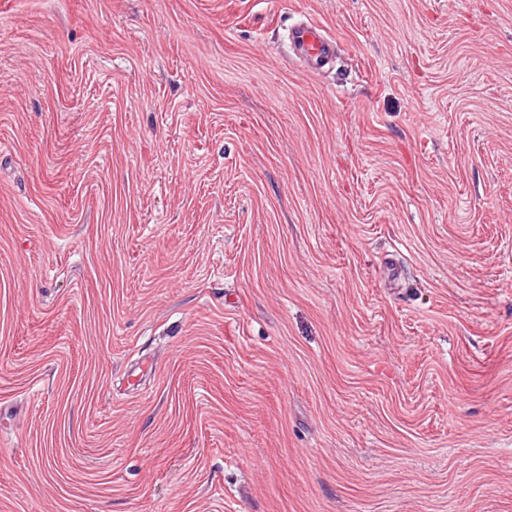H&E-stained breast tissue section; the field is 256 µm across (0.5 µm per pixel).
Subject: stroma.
<instances>
[{
	"label": "stroma",
	"instance_id": "stroma-1",
	"mask_svg": "<svg viewBox=\"0 0 512 512\" xmlns=\"http://www.w3.org/2000/svg\"><path fill=\"white\" fill-rule=\"evenodd\" d=\"M0 512H512V0H0ZM289 47L293 56L311 71L327 64L336 52V40L322 27L301 21L288 29Z\"/></svg>",
	"mask_w": 512,
	"mask_h": 512
}]
</instances>
